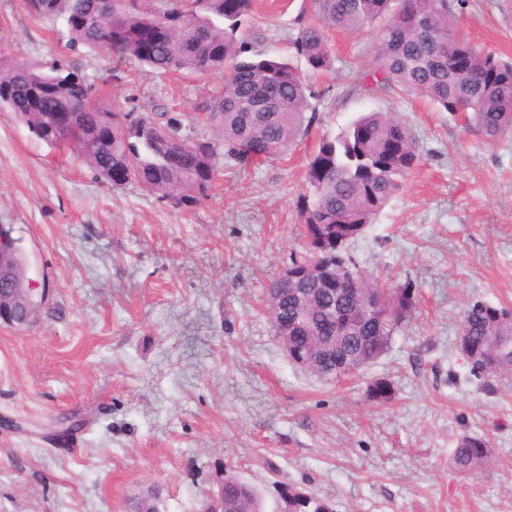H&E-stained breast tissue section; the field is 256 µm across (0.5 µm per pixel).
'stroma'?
<instances>
[{"instance_id": "stroma-1", "label": "stroma", "mask_w": 512, "mask_h": 512, "mask_svg": "<svg viewBox=\"0 0 512 512\" xmlns=\"http://www.w3.org/2000/svg\"><path fill=\"white\" fill-rule=\"evenodd\" d=\"M460 31L512 58V0H463ZM308 0H257L239 29L250 54L290 53ZM332 72L315 75L317 120L286 158L224 168L187 210L140 186L101 183L77 157L0 112V224L50 298L29 329L0 327V512H125L157 485L166 512H201L224 465L274 506V480L332 512H512V377L484 387L457 349L466 305L512 309V138L489 143L425 99L353 83L373 31H330ZM60 22L0 0V57L78 65L116 108L188 119L222 76L110 79L104 53L69 50ZM390 112L421 159L351 245L367 270L411 282L416 306L387 353L326 382L293 366L265 310L266 289L301 251L298 203L319 138L359 113ZM388 381L389 401L367 396ZM84 427L65 439L64 417ZM485 437L492 462L449 463L457 439Z\"/></svg>"}]
</instances>
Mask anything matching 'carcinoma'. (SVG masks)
Returning <instances> with one entry per match:
<instances>
[{
    "instance_id": "carcinoma-1",
    "label": "carcinoma",
    "mask_w": 512,
    "mask_h": 512,
    "mask_svg": "<svg viewBox=\"0 0 512 512\" xmlns=\"http://www.w3.org/2000/svg\"><path fill=\"white\" fill-rule=\"evenodd\" d=\"M38 19L59 20L67 46L106 51L119 62L133 60L148 75L189 72L199 80L224 76L221 86L198 104L191 126L154 112H123L102 94L103 80L76 66L0 60V110L43 143L68 149L104 183L108 170L124 172L120 188L140 186L172 209L207 197L221 165L274 162L292 150L316 121L306 75L280 57L246 56L237 37L254 0H22ZM315 24H302L293 52L311 73L328 72L334 58L326 31L357 34L377 28L373 66L353 72L355 82L374 90L418 95L448 113L466 112L465 128L489 142L512 135V59L476 47L459 30L448 0H309ZM26 109L15 110L16 100ZM80 101L77 112L70 111ZM99 137L101 152H87L85 140ZM417 142L402 120L384 112H363L335 135H325L309 158L299 215L304 253L291 260L288 287L301 288L302 311L278 280L266 290L267 313L275 323L303 317L312 328L336 331L333 311L342 307L353 324L336 337V362L316 376L339 381L349 366L371 365L384 352L374 343L375 327L394 335L414 309L410 283L386 288L369 275L349 246L374 223L419 163ZM460 325L466 345L496 365L470 372L485 386L512 376V312L484 301L464 309ZM391 385H368L375 401L392 398ZM486 438L461 436L452 467L470 474L487 465ZM288 512H328L327 503L297 486L278 481ZM260 504L256 487L233 472L224 477V496L205 503L206 512H245Z\"/></svg>"
}]
</instances>
